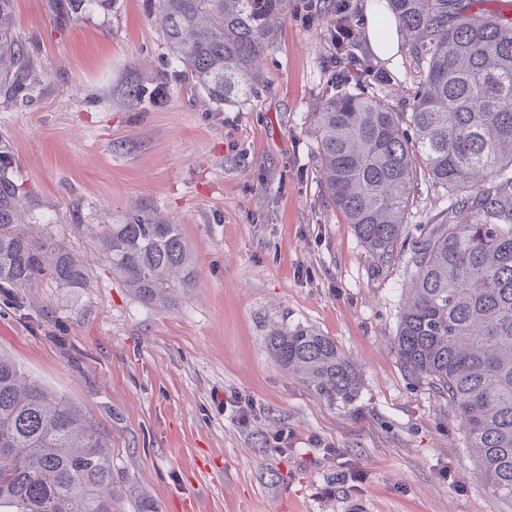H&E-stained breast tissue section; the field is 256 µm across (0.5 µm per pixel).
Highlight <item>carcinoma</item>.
Wrapping results in <instances>:
<instances>
[{
  "label": "carcinoma",
  "instance_id": "1",
  "mask_svg": "<svg viewBox=\"0 0 512 512\" xmlns=\"http://www.w3.org/2000/svg\"><path fill=\"white\" fill-rule=\"evenodd\" d=\"M0 0V94L29 87L33 60ZM116 0H52L67 23ZM479 0H386L424 63L409 112L347 93L311 113L326 193L380 264L403 247L420 181L449 205L411 247L413 288L396 354L448 396L487 484L512 500V22L473 10ZM162 33L193 89L220 107L247 99L288 0H154ZM24 191L0 136V290L23 300L44 278L88 288L89 264L47 232L22 225ZM94 258L148 306L194 285L180 227L149 210L121 224H81ZM273 357L330 400L353 395L358 373L312 329L277 330ZM123 491L98 426L0 354V512H118Z\"/></svg>",
  "mask_w": 512,
  "mask_h": 512
}]
</instances>
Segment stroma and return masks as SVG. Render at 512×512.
<instances>
[{
	"label": "stroma",
	"instance_id": "obj_1",
	"mask_svg": "<svg viewBox=\"0 0 512 512\" xmlns=\"http://www.w3.org/2000/svg\"><path fill=\"white\" fill-rule=\"evenodd\" d=\"M330 0H288L261 71L263 87L218 107L191 88L150 0L54 22L48 0H16L38 79L0 95V134L27 190L24 223L91 260V285L43 281L24 305L0 294V353L95 422L123 490L120 512L149 495L159 512H512L465 446L445 396L409 375L394 339L412 283L407 254L377 264L329 202L312 112L343 82L328 37ZM363 66L380 96L410 111L422 66L409 44L392 64L350 0ZM404 236L447 208L419 183ZM142 204L179 225L193 288L149 307L93 262L85 224ZM330 337L359 373L330 400L267 348L272 329ZM251 400L241 427L224 408ZM292 429L279 453L272 434Z\"/></svg>",
	"mask_w": 512,
	"mask_h": 512
}]
</instances>
